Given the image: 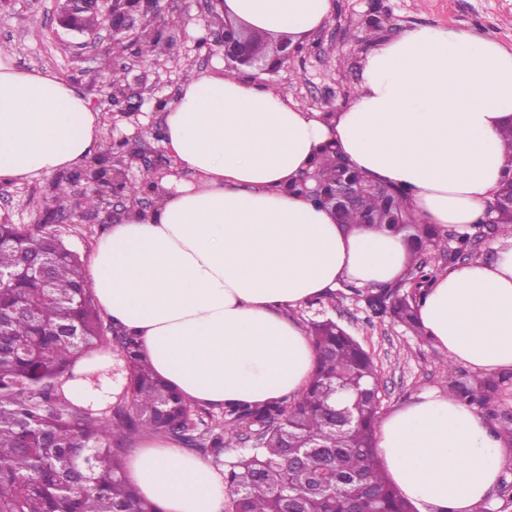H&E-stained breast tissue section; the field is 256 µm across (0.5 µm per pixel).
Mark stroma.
I'll list each match as a JSON object with an SVG mask.
<instances>
[{
    "label": "stroma",
    "instance_id": "obj_1",
    "mask_svg": "<svg viewBox=\"0 0 512 512\" xmlns=\"http://www.w3.org/2000/svg\"><path fill=\"white\" fill-rule=\"evenodd\" d=\"M54 7V0H0V44L8 47L15 67L50 73L85 97L99 114L101 143L127 138L144 158L129 173L131 183L141 184L147 176L146 163L167 156L152 126L161 124L166 107L176 100L189 74L211 72L214 59H223L220 50L214 58L205 57L195 43L206 29H221L224 17L209 0H178L175 10L146 12L138 17V25L162 29L169 42L145 56L131 47L129 38L108 34L94 50L64 43L53 34ZM416 27L471 32L512 50V0H333L330 18L305 38L301 56L260 80L280 88L306 110L347 107L372 45ZM107 52L113 62L109 71L101 67ZM113 72L136 91V116L120 114L109 101L107 82ZM78 173L75 167L68 171L70 209L84 214L79 223H69L66 214H54L52 175L0 182V219L12 224L55 222L63 238L81 257H88L106 227L97 222L94 210L86 208L83 199L89 185ZM286 314L306 329L312 322L332 319L373 354L384 416L424 391L445 392L477 376L465 363L448 362L444 353L405 326L373 315L363 297L344 286L287 309Z\"/></svg>",
    "mask_w": 512,
    "mask_h": 512
}]
</instances>
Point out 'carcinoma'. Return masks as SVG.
<instances>
[{
  "label": "carcinoma",
  "instance_id": "carcinoma-1",
  "mask_svg": "<svg viewBox=\"0 0 512 512\" xmlns=\"http://www.w3.org/2000/svg\"><path fill=\"white\" fill-rule=\"evenodd\" d=\"M326 146L313 174L339 168ZM408 194L383 183L343 213L345 224L389 219L406 229L412 287L373 288L365 301L415 335L418 303L432 274L419 257L441 246L434 224L411 223ZM472 255L470 239L442 250L446 266ZM317 366L291 402L224 408L210 426L167 385L121 327L102 319L77 252L49 224H0V512H160L126 484L125 448L145 432L188 448L222 451L246 445L225 463L229 512H413L381 470L374 428L378 371L372 356L331 320L314 324ZM113 344L129 381L103 410L68 400L62 386L77 355ZM493 377L452 386L465 404L494 413Z\"/></svg>",
  "mask_w": 512,
  "mask_h": 512
}]
</instances>
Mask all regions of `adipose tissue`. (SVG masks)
<instances>
[{
  "mask_svg": "<svg viewBox=\"0 0 512 512\" xmlns=\"http://www.w3.org/2000/svg\"><path fill=\"white\" fill-rule=\"evenodd\" d=\"M332 0H223L222 15L294 40L319 29ZM512 50L446 27H419L367 55L351 104L308 112L264 83L222 67L182 85L164 115L173 173L151 211L96 241L89 274L106 316L135 336L154 371L187 401L220 409L300 395L316 368L284 308L344 283L397 280V235L339 224L287 186L325 144L368 179L408 192L428 224L483 220L512 158ZM97 114L70 84L16 68L0 51V182L49 176L97 152ZM192 173V181L179 172ZM424 334L449 359L512 369V239L493 261L440 274L418 305ZM112 351L82 353L63 385L79 405L115 391ZM377 451L393 486L419 512H476L512 451L482 416L426 391L385 418ZM162 512H221L223 476L170 440L146 437L124 474Z\"/></svg>",
  "mask_w": 512,
  "mask_h": 512,
  "instance_id": "obj_1",
  "label": "adipose tissue"
}]
</instances>
